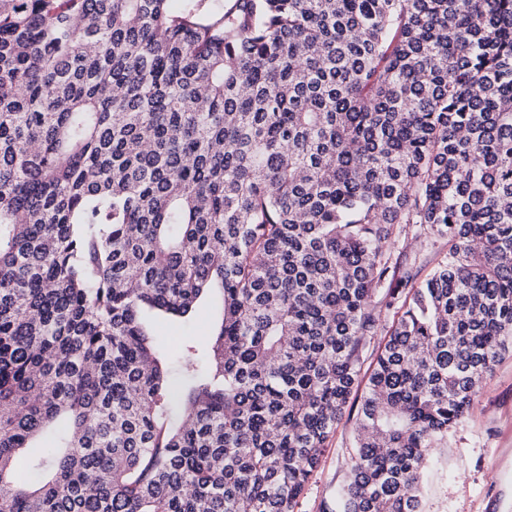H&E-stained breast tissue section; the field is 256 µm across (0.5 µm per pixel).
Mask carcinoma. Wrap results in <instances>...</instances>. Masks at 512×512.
Segmentation results:
<instances>
[{
  "label": "carcinoma",
  "instance_id": "1",
  "mask_svg": "<svg viewBox=\"0 0 512 512\" xmlns=\"http://www.w3.org/2000/svg\"><path fill=\"white\" fill-rule=\"evenodd\" d=\"M507 352L512 0H0V512H294L361 384L323 512H423ZM396 248L397 253L398 251H404L413 256L416 254L417 264L422 267L421 278H424L430 272L438 256L447 249L442 240L434 245H421L419 242H415L410 234L407 237L400 238ZM216 316L214 303L210 299H203L190 320L169 318L166 323L158 325L155 329L157 339L163 344H171L184 336H208Z\"/></svg>",
  "mask_w": 512,
  "mask_h": 512
}]
</instances>
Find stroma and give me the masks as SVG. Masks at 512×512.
<instances>
[{
    "instance_id": "1",
    "label": "stroma",
    "mask_w": 512,
    "mask_h": 512,
    "mask_svg": "<svg viewBox=\"0 0 512 512\" xmlns=\"http://www.w3.org/2000/svg\"><path fill=\"white\" fill-rule=\"evenodd\" d=\"M216 308L198 304L191 319L158 325V340L211 333ZM357 407L349 405L329 438L295 512H322L349 475ZM424 512H512V353L488 375L473 409L448 434L447 447L432 449L423 488Z\"/></svg>"
}]
</instances>
